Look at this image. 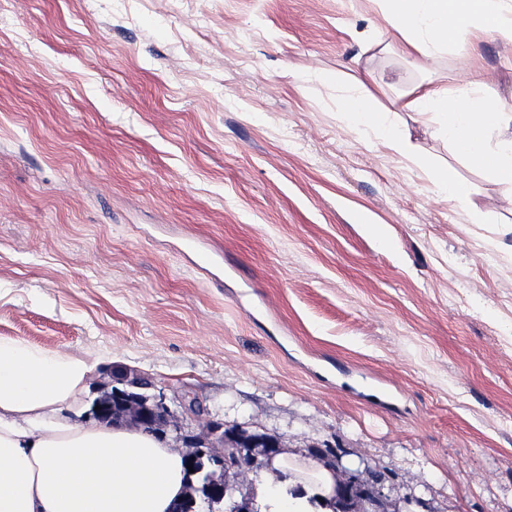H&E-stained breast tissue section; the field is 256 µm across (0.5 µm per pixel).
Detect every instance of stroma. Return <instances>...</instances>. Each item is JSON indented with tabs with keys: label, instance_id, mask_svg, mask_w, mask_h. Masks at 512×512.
<instances>
[{
	"label": "stroma",
	"instance_id": "stroma-1",
	"mask_svg": "<svg viewBox=\"0 0 512 512\" xmlns=\"http://www.w3.org/2000/svg\"><path fill=\"white\" fill-rule=\"evenodd\" d=\"M0 336L151 379L389 479L385 512H512V187L402 111L500 36L404 55L380 0H0ZM408 126L415 156L342 113ZM454 168L485 221L437 197ZM384 225L386 239L371 234Z\"/></svg>",
	"mask_w": 512,
	"mask_h": 512
}]
</instances>
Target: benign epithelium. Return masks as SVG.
Listing matches in <instances>:
<instances>
[{
  "label": "benign epithelium",
  "mask_w": 512,
  "mask_h": 512,
  "mask_svg": "<svg viewBox=\"0 0 512 512\" xmlns=\"http://www.w3.org/2000/svg\"><path fill=\"white\" fill-rule=\"evenodd\" d=\"M113 382L115 385L111 390L93 400L89 415L106 424L127 422L136 429L154 435L179 433L186 447L190 448L187 460L191 465L195 464L198 455L203 453L201 447L197 446L200 436L216 435L224 430L223 426L193 406L190 411L197 417L201 435L184 436L180 420L170 410L163 395L154 393L148 402L143 399L140 391L152 389L150 381L118 371L113 374Z\"/></svg>",
  "instance_id": "obj_1"
}]
</instances>
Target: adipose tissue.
Returning <instances> with one entry per match:
<instances>
[{
	"mask_svg": "<svg viewBox=\"0 0 512 512\" xmlns=\"http://www.w3.org/2000/svg\"><path fill=\"white\" fill-rule=\"evenodd\" d=\"M384 17L409 56L494 32L512 41L502 0H386ZM481 71L446 85L419 86L403 105L423 117L443 114L438 128L465 164L512 185V112L479 95ZM92 360L0 337V512H171L188 474L182 452L155 435L81 423ZM73 412L65 419L63 410ZM287 490L269 488L272 512H319L336 488L332 470L279 457Z\"/></svg>",
	"mask_w": 512,
	"mask_h": 512,
	"instance_id": "ef3b65f1",
	"label": "adipose tissue"
}]
</instances>
